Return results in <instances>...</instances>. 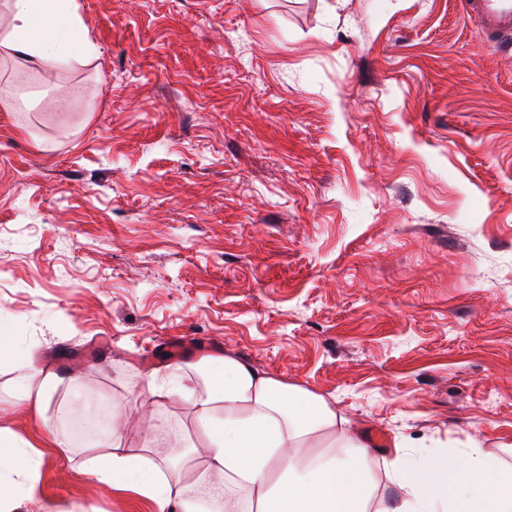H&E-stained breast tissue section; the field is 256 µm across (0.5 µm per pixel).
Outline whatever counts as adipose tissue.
I'll list each match as a JSON object with an SVG mask.
<instances>
[{"label": "adipose tissue", "mask_w": 512, "mask_h": 512, "mask_svg": "<svg viewBox=\"0 0 512 512\" xmlns=\"http://www.w3.org/2000/svg\"><path fill=\"white\" fill-rule=\"evenodd\" d=\"M0 48L49 67H73L93 53L75 0H8ZM196 382L167 387L146 379L153 411L187 404L194 436L166 451L138 448L124 408L108 438L84 449L88 474L114 492L148 500L155 512H512V469L482 449L399 448L378 459L320 394L285 383L238 354L189 366ZM72 377L22 362L16 402L45 415ZM42 454L0 429V512H18L37 492Z\"/></svg>", "instance_id": "ef3b65f1"}]
</instances>
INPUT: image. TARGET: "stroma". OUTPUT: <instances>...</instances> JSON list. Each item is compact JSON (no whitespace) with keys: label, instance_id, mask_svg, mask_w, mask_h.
Instances as JSON below:
<instances>
[{"label":"stroma","instance_id":"1","mask_svg":"<svg viewBox=\"0 0 512 512\" xmlns=\"http://www.w3.org/2000/svg\"><path fill=\"white\" fill-rule=\"evenodd\" d=\"M85 65L0 54V416L39 498L152 512L13 405L134 409L231 350L332 401L377 456L512 467V47L467 0H77ZM186 336L191 350L167 345ZM14 377V400L24 404L37 416H44L50 408L54 395L60 389L69 388L74 379L53 370L36 368L23 361Z\"/></svg>","mask_w":512,"mask_h":512}]
</instances>
